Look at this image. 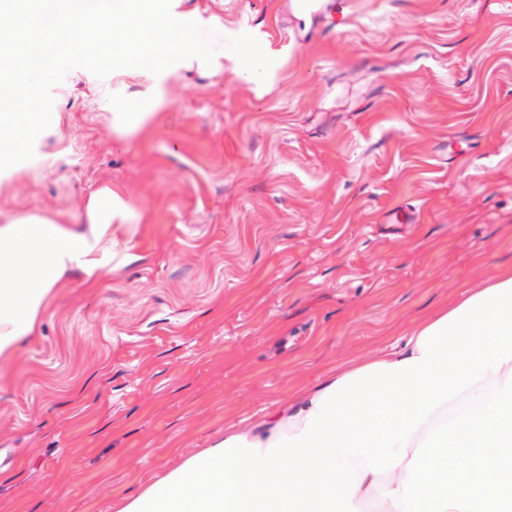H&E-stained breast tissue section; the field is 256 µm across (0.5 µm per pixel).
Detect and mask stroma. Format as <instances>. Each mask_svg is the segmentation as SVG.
<instances>
[{"mask_svg": "<svg viewBox=\"0 0 512 512\" xmlns=\"http://www.w3.org/2000/svg\"><path fill=\"white\" fill-rule=\"evenodd\" d=\"M289 3L153 0L217 17L192 32L223 72L151 40L164 101L121 135L74 69L0 171L1 212L76 222L108 183L137 213L126 260L0 363V512H117L512 271V0H356L324 28Z\"/></svg>", "mask_w": 512, "mask_h": 512, "instance_id": "stroma-1", "label": "stroma"}]
</instances>
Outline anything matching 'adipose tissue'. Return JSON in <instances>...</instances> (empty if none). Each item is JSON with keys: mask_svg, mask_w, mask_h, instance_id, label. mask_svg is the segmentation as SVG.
I'll list each match as a JSON object with an SVG mask.
<instances>
[{"mask_svg": "<svg viewBox=\"0 0 512 512\" xmlns=\"http://www.w3.org/2000/svg\"><path fill=\"white\" fill-rule=\"evenodd\" d=\"M189 22V17L181 14L170 15L165 20L175 43L171 66L195 61L219 67L224 57L223 45L185 37ZM57 29L64 45L73 48L81 47V32L99 30L97 22L69 15L58 20ZM99 32L106 50L121 55L135 54L141 60L138 68L128 72L102 69V84L108 88L112 82L129 76L143 79L142 102L155 105L161 97L162 79L139 38L133 37L127 27ZM133 216L132 205L108 185L90 196L79 224L61 214L0 213V362L10 359L34 335L41 313L65 275H75L86 287L94 288L117 267L120 253L114 229L128 224ZM353 371L350 365L337 366L315 386L296 394L279 409L237 428V435L265 448L279 435L300 433L318 398L334 382ZM406 476L407 469L402 465L382 474L361 471L362 483L352 499L353 505L359 512H364L370 504L378 505L379 512H398L387 493L399 488Z\"/></svg>", "mask_w": 512, "mask_h": 512, "instance_id": "ef3b65f1", "label": "adipose tissue"}]
</instances>
